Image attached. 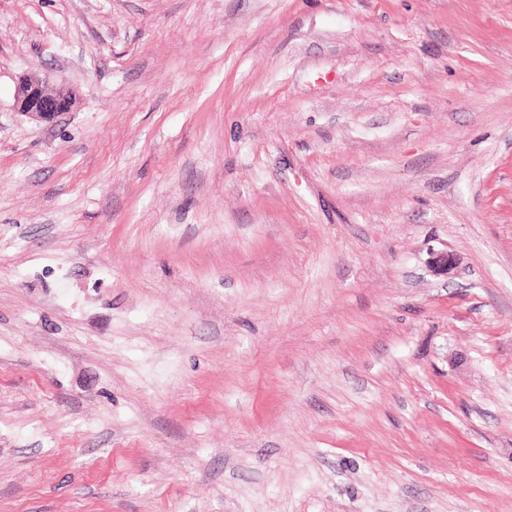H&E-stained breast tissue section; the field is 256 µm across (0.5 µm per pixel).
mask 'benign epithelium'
Masks as SVG:
<instances>
[{
    "label": "benign epithelium",
    "instance_id": "1",
    "mask_svg": "<svg viewBox=\"0 0 512 512\" xmlns=\"http://www.w3.org/2000/svg\"><path fill=\"white\" fill-rule=\"evenodd\" d=\"M77 94L67 84L56 87L36 74H25L18 80L14 93V109L18 114L37 121H51L72 110ZM429 266L439 274H448L454 267V257L447 252L430 253Z\"/></svg>",
    "mask_w": 512,
    "mask_h": 512
}]
</instances>
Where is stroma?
<instances>
[{
	"instance_id": "obj_1",
	"label": "stroma",
	"mask_w": 512,
	"mask_h": 512,
	"mask_svg": "<svg viewBox=\"0 0 512 512\" xmlns=\"http://www.w3.org/2000/svg\"><path fill=\"white\" fill-rule=\"evenodd\" d=\"M0 512H512V0H0ZM77 94L67 84L51 87L45 78L24 74L18 80L14 93V109L18 114L37 121H51L64 112H70Z\"/></svg>"
}]
</instances>
